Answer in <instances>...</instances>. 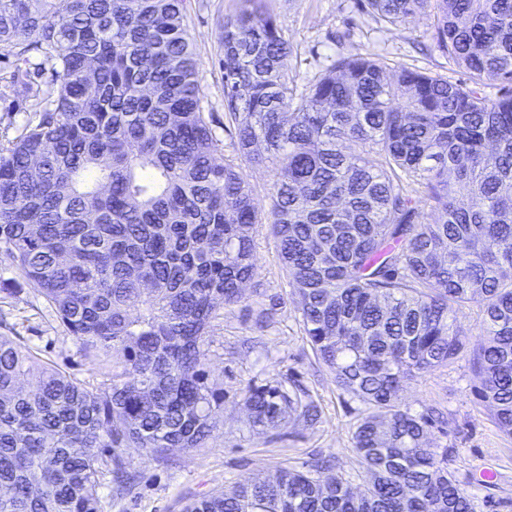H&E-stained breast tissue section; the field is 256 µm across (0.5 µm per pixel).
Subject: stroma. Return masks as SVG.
<instances>
[{"label":"stroma","instance_id":"stroma-1","mask_svg":"<svg viewBox=\"0 0 512 512\" xmlns=\"http://www.w3.org/2000/svg\"><path fill=\"white\" fill-rule=\"evenodd\" d=\"M240 0H186V24L197 54L203 106L215 121L224 119V79L216 54L221 25ZM292 53L287 65L299 85L313 81L332 58L372 53L450 81L465 80V71L440 53L429 50L430 22L425 16L403 25L376 22L360 0H267ZM258 276L242 302L226 308L209 336L210 369L224 380L222 423L206 447L172 449L158 460L129 455L134 477L130 492L102 489L104 512H183L193 499L228 489L236 483L279 468H303L319 457L332 459L335 471L352 487L368 478L354 448L352 431L359 404L340 391L333 373L319 363L304 335L292 298L293 286L267 227L255 236ZM15 323L44 361L81 380L94 379L97 365L86 359L79 344L24 286L11 304L0 302V317ZM296 381L319 404L321 417L312 427L289 424L254 433L243 405L251 384ZM478 384L468 356L435 367L408 384L399 399L414 414L443 412L446 423L432 428L426 439L448 451V468L466 491L472 512H512V436L497 427L490 411L474 394ZM496 471L494 480L480 477Z\"/></svg>","mask_w":512,"mask_h":512}]
</instances>
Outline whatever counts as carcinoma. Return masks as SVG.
<instances>
[{
  "mask_svg": "<svg viewBox=\"0 0 512 512\" xmlns=\"http://www.w3.org/2000/svg\"><path fill=\"white\" fill-rule=\"evenodd\" d=\"M184 2L0 0V97L35 84L40 99L0 140V251L101 376L73 377L0 323V512H102L127 451L204 447L224 405L210 328L258 274L261 224L315 356L363 406L370 480L355 492L327 466L284 468L185 512H471L448 450L425 442L440 414L398 394L467 349L451 314L476 302L475 395L512 435V0H365L383 24L427 15L467 83L366 54L300 92L266 0L224 16L233 148L276 173L264 214L205 115ZM243 401L256 426L318 416L294 383Z\"/></svg>",
  "mask_w": 512,
  "mask_h": 512,
  "instance_id": "1",
  "label": "carcinoma"
}]
</instances>
